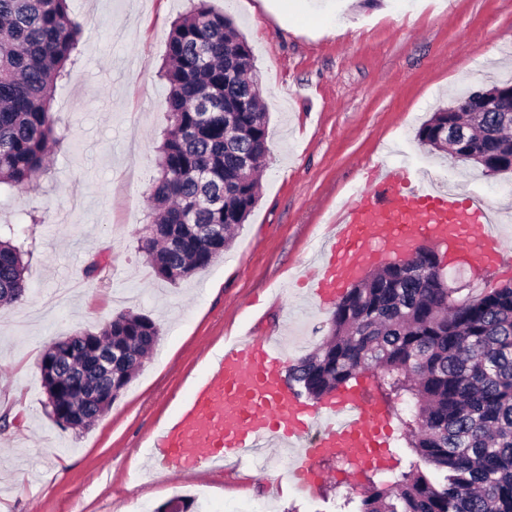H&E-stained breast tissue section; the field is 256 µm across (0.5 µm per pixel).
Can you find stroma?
Masks as SVG:
<instances>
[{
	"label": "stroma",
	"instance_id": "1",
	"mask_svg": "<svg viewBox=\"0 0 512 512\" xmlns=\"http://www.w3.org/2000/svg\"><path fill=\"white\" fill-rule=\"evenodd\" d=\"M209 0L253 55L268 112L270 154L260 200L232 247L179 283L153 272L137 240L168 124L158 69L187 0H71L86 27L52 109L72 145L22 192L0 191V222L39 216L25 258L29 289L0 306V512H158L177 495L194 512H344L346 485L313 498L290 482L278 451L273 485L252 468L218 464L166 479L142 450L199 377L210 351L251 330L293 363L323 339L333 308L301 281L330 221L370 175L427 170L481 197L512 246V173L431 152L417 130L460 91L512 80V0ZM104 269L86 276L91 258ZM124 311L161 328L154 352L89 429L49 418L37 362L51 341L99 331Z\"/></svg>",
	"mask_w": 512,
	"mask_h": 512
}]
</instances>
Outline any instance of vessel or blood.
Listing matches in <instances>:
<instances>
[{
	"label": "vessel or blood",
	"mask_w": 512,
	"mask_h": 512,
	"mask_svg": "<svg viewBox=\"0 0 512 512\" xmlns=\"http://www.w3.org/2000/svg\"><path fill=\"white\" fill-rule=\"evenodd\" d=\"M413 165L378 174L340 211L322 272L308 286L316 299L339 296L385 241L433 245L471 242L483 268L512 260L491 227L492 213L452 187H422ZM208 373L175 417L147 446L148 465L172 475L191 474L221 460L243 463L263 456L277 440L296 447L291 473L297 489L316 496L327 473L324 460L339 457L354 475L382 447L388 418L375 393L357 388L312 405L284 383L282 353L263 337H245L212 353Z\"/></svg>",
	"instance_id": "vessel-or-blood-1"
}]
</instances>
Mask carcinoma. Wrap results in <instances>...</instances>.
<instances>
[{
    "label": "carcinoma",
    "mask_w": 512,
    "mask_h": 512,
    "mask_svg": "<svg viewBox=\"0 0 512 512\" xmlns=\"http://www.w3.org/2000/svg\"><path fill=\"white\" fill-rule=\"evenodd\" d=\"M70 0H0V186L23 191L48 167L49 150L69 142L58 131L53 92L74 60L84 25ZM247 41L207 0L171 26L161 77L169 125L157 147V177L139 248L155 274L176 284L207 269L232 245L260 191L268 118ZM467 113L438 108L417 131L432 150L453 148L450 131ZM252 155L242 170L239 155ZM488 171L512 161V125L487 112L460 150ZM212 224L224 226L213 236ZM0 236V303L24 297L23 245L14 225ZM437 250L416 249V269L387 266L346 289L322 342L288 367V388L318 402L373 375L412 452L384 482L368 480L356 512H512V282L461 295L437 267ZM159 326L122 312L76 340L78 356L43 377L54 420L76 415L86 430L106 374L126 387L153 349ZM122 351L112 371L100 362Z\"/></svg>",
    "instance_id": "carcinoma-1"
}]
</instances>
